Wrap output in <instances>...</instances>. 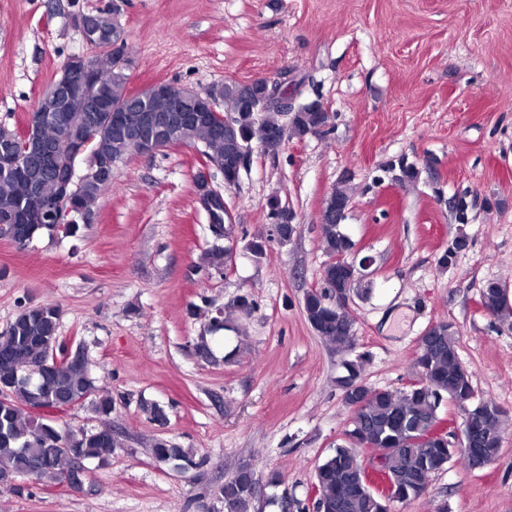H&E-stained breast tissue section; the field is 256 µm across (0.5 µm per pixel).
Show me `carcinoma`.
Instances as JSON below:
<instances>
[{
    "mask_svg": "<svg viewBox=\"0 0 512 512\" xmlns=\"http://www.w3.org/2000/svg\"><path fill=\"white\" fill-rule=\"evenodd\" d=\"M93 36L88 45V59L99 74V85L75 95L69 103L70 123L67 135L82 140L90 128L99 127L98 135L84 156L87 165L104 164L118 155L124 159L138 151V143L112 133L102 113L99 100L105 99L125 111L130 125L137 127L144 110L163 112L168 98L184 90L178 81L161 84V90L146 88L137 93L128 90V75L113 66L112 10L101 9L88 15ZM264 91L262 82L252 84L233 79L212 85L208 92L226 112L238 115L239 133L224 136L214 119L196 120L177 129V144L201 149L199 164L234 156L244 140L263 143L282 129L281 110L268 107L255 112L249 101ZM33 125L32 138L48 145L56 140L58 131L37 116L26 117ZM330 113L302 105L288 120V136L303 138L329 125ZM20 132L0 126V154L21 149ZM435 159L427 156L423 165L403 158L389 166L392 180L399 184L418 181L422 170L433 169ZM31 180L23 185L8 169L0 168V224L20 213L28 223L19 225L18 244L26 246L40 237L54 238L56 225L46 219L49 198L59 189L38 156L29 158ZM112 187V170L102 175H88L79 181L81 205L92 211L98 200ZM353 187L350 179L341 178L322 205L321 236L328 261L323 266V291L311 290L303 300L304 315L317 336L347 355L354 348V323L344 306L332 305L328 289L347 288L358 292L360 269L349 259L354 242L336 220V212L351 204ZM468 238L458 236L451 247L437 260L448 267L458 253L467 249ZM228 262L226 249L214 245L204 254L207 269L221 274ZM482 307L491 314L507 307L502 285L489 281L480 292ZM61 310L53 303L29 305L22 309L0 335V383L9 386L10 394L0 397V476L32 477L49 483L61 481L63 475L78 463L92 461L106 464L119 443L112 433V398L101 394L89 368L77 358L68 357L69 341L59 334ZM416 365L418 378L399 390L374 389L362 376L360 363L343 361L346 375L339 379L343 400L350 410L349 429L345 443L317 467L315 485L320 491L323 512H391L395 502L408 503L422 497L433 476L446 470L456 460L466 468L492 462L499 454L505 415L491 399L479 400L472 406L475 389L471 375L462 364L458 336L453 324L442 322L436 334L420 343ZM70 407L88 404L100 419L90 430L73 431L57 425L49 409L60 401ZM464 404L462 432L465 443L448 442L428 437L440 420L438 411L443 401ZM365 449L381 452L382 467L401 479L395 493L397 499L369 490L363 475ZM152 457L164 464L186 467L194 464L191 453L169 440L152 443ZM224 512H252L257 499L254 473L247 466L224 481L220 488Z\"/></svg>",
    "mask_w": 512,
    "mask_h": 512,
    "instance_id": "carcinoma-1",
    "label": "carcinoma"
}]
</instances>
